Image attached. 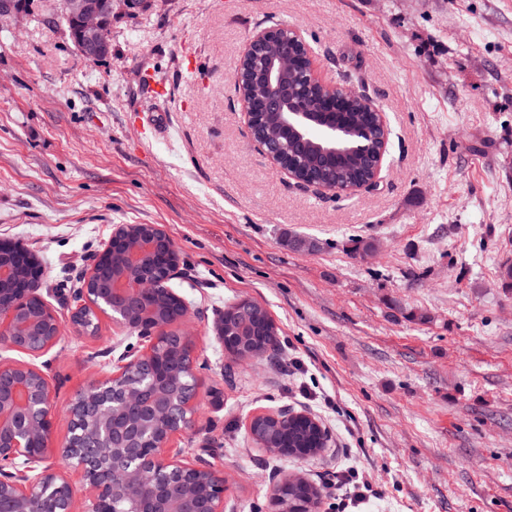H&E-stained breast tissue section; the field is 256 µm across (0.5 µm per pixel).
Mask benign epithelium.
<instances>
[{
    "label": "benign epithelium",
    "mask_w": 512,
    "mask_h": 512,
    "mask_svg": "<svg viewBox=\"0 0 512 512\" xmlns=\"http://www.w3.org/2000/svg\"><path fill=\"white\" fill-rule=\"evenodd\" d=\"M155 0H64L63 14L70 24V40L84 58L102 60L112 52V17L118 11L139 15L153 10ZM38 7L37 0H0V23L19 22ZM277 29L266 28L250 40L246 53L264 50L262 82L275 89L288 71L311 62L312 50L298 31L293 39L304 53L288 54L274 41ZM337 95L325 99L322 111H336V98L350 101L360 93L336 88ZM267 107L282 113V126L313 120V113L299 102L270 97ZM123 225L112 232L105 252L96 258L79 289L70 322L75 332L85 335L80 319L83 308L96 297L111 308L129 311L123 324L138 331L144 350L118 360L115 371L81 391L65 411L70 435L57 444L53 439L55 403L45 372L32 363L0 361V512H37L34 503L44 492L54 498V512H122L118 504L144 512V495L154 486L165 489L170 504L164 512H197L196 490L211 488L209 512H224V472L210 462L188 461L167 448L170 438L191 426L199 406L196 361L189 337L181 328L190 317V307L181 308L168 324L153 325L150 311L140 309L143 297L160 291L159 283L146 277L115 280L106 273L112 251L120 247L133 269L146 267L159 251L176 254L168 235L157 225L149 234L131 241L122 237ZM24 252L16 242L0 241V298L2 286L11 275L5 258ZM61 339V324L51 304L39 293L15 298L0 308V348L40 357ZM181 352L164 372L180 383L184 397L175 403L158 389L156 353L158 346ZM95 419L108 439L99 447L95 439L76 433L78 419ZM80 472L81 488L47 464L51 453Z\"/></svg>",
    "instance_id": "7a95c632"
}]
</instances>
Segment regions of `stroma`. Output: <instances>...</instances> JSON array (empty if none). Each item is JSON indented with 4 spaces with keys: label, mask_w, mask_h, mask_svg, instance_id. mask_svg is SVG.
<instances>
[{
    "label": "stroma",
    "mask_w": 512,
    "mask_h": 512,
    "mask_svg": "<svg viewBox=\"0 0 512 512\" xmlns=\"http://www.w3.org/2000/svg\"><path fill=\"white\" fill-rule=\"evenodd\" d=\"M43 2L0 26V238L44 267L58 410L140 348L106 315L76 335L65 298L116 225L157 224L202 402L169 445L223 468L224 512H269L292 474L317 512H512V0H161L114 16L94 62ZM273 21L322 80L380 106L377 186H297L251 140L233 73ZM161 108L154 137L138 115ZM242 298L271 315L273 357L239 364L218 343ZM283 411L321 420L327 448L299 461L248 439ZM347 469L371 487L356 503L327 485Z\"/></svg>",
    "instance_id": "35a3bbf8"
}]
</instances>
